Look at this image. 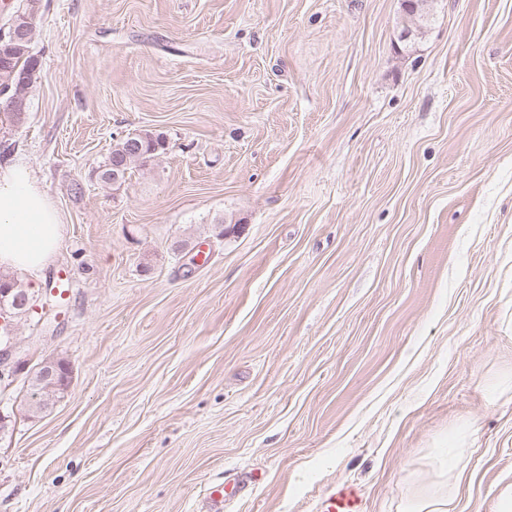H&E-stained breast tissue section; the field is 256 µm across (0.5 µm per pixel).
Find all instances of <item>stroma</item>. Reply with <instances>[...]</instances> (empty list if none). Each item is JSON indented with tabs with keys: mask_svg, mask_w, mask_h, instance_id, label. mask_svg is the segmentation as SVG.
<instances>
[{
	"mask_svg": "<svg viewBox=\"0 0 512 512\" xmlns=\"http://www.w3.org/2000/svg\"><path fill=\"white\" fill-rule=\"evenodd\" d=\"M0 162L67 219L0 380V512H400L473 425L459 512L512 484V0H40ZM167 149L97 178L117 139ZM223 233H216V224ZM184 248H176V241ZM72 278L55 308L46 284ZM69 363L30 412L29 369ZM309 477L297 480L300 469ZM362 489L350 482H340L320 499L318 512H367Z\"/></svg>",
	"mask_w": 512,
	"mask_h": 512,
	"instance_id": "1",
	"label": "stroma"
}]
</instances>
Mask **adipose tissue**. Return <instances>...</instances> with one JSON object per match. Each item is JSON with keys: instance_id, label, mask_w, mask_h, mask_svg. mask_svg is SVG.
I'll return each mask as SVG.
<instances>
[{"instance_id": "1", "label": "adipose tissue", "mask_w": 512, "mask_h": 512, "mask_svg": "<svg viewBox=\"0 0 512 512\" xmlns=\"http://www.w3.org/2000/svg\"><path fill=\"white\" fill-rule=\"evenodd\" d=\"M65 225L63 212L26 162L0 164V269L37 278L59 252ZM473 439L468 423L452 429L447 445L429 460L433 478L413 482L401 512H457Z\"/></svg>"}]
</instances>
